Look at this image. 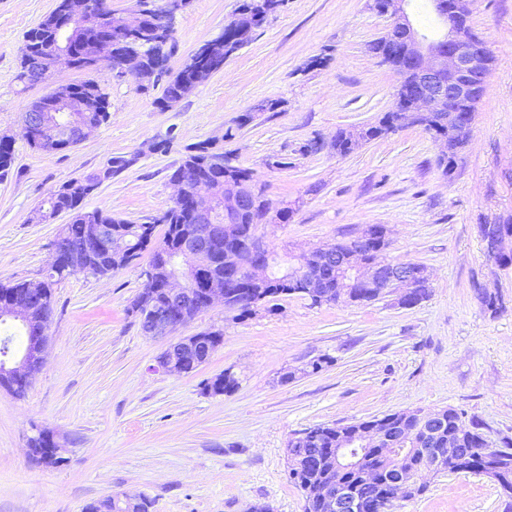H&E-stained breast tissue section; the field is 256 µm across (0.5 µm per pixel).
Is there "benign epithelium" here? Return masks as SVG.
I'll use <instances>...</instances> for the list:
<instances>
[{
    "label": "benign epithelium",
    "instance_id": "1",
    "mask_svg": "<svg viewBox=\"0 0 512 512\" xmlns=\"http://www.w3.org/2000/svg\"><path fill=\"white\" fill-rule=\"evenodd\" d=\"M187 3L188 0H151L145 7L136 0L124 15L112 17V35L108 36L98 32L94 24L96 13L111 9L108 0H67L65 39L81 32L86 48L78 59L59 45L29 59L31 83L51 86V99L47 105L39 101L31 104L27 135L37 139L42 151L53 153L65 141L73 145L81 143L97 128L92 118V113L100 106L96 92L89 89L77 96L69 84L53 81L56 64L61 60L71 68L80 63L87 69L104 64L122 78L135 79L140 89L149 88L158 75L170 70L175 54L170 32L177 13ZM406 5L407 0H382V5L376 7V11L389 19L380 42L381 58L395 70L397 85L403 92L397 97L394 110L399 112L402 123L416 124L427 118L437 127L448 126V135L437 137L441 154L446 155L453 150L459 131L472 127L475 112L471 103L486 87L492 61L486 53L483 37L469 24L472 0H432L434 13L444 30L435 40L418 32ZM254 20L256 17L251 10L238 13L234 16L237 26L234 38L226 40L219 36L209 45L199 44L183 60L180 69L193 72L202 82L207 81L224 68L225 59L245 45L253 31ZM140 31H149L153 35V58L148 70L141 66L130 38ZM173 183L178 188L175 201L188 203L197 233L192 235L191 243L182 244L177 251V264H172L167 254L159 255L166 273L160 283L165 298L164 304L151 308L143 318L142 329L149 336L168 335L183 324L181 313L188 309H205L218 301L226 302L227 287L243 277L252 285L263 284L269 278L272 262L271 254L258 236L251 234L240 244L238 237L226 233L228 225L238 223L243 202L259 193L257 182L226 178L218 183L195 168L174 179ZM379 236H386L385 228L372 225L352 240L343 256L334 246L296 254L282 272L283 282L288 286L300 279L305 288H316V267L334 262L345 296L357 290L381 298L400 287L399 304L409 308L417 302L422 271L414 262L366 260L368 248ZM86 251L115 255L124 251V244L122 239L112 235V226L94 224L86 239L76 247L57 240L52 265H57L63 257L77 265ZM210 252L224 259V282L212 281L202 289L191 287L200 258ZM44 345L43 329L40 328L37 342L24 352L0 350V374L16 380L30 378L32 367L42 360ZM212 354L210 344L198 337L186 336L169 345L159 357L158 364L166 371L183 373L187 365L197 368L204 365ZM423 423L420 430L400 424L389 434L373 427L352 441L343 437L330 456L310 457L302 467L358 470L363 463L364 448H378L383 444L394 447L403 439L418 447L420 439L426 440L439 433L441 412H424ZM419 470L457 472L458 459L449 447L433 448ZM308 493L319 499L328 512H393L398 502L393 493L382 499L366 500L334 479L308 487Z\"/></svg>",
    "mask_w": 512,
    "mask_h": 512
}]
</instances>
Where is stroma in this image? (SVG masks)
Returning a JSON list of instances; mask_svg holds the SVG:
<instances>
[{
    "mask_svg": "<svg viewBox=\"0 0 512 512\" xmlns=\"http://www.w3.org/2000/svg\"><path fill=\"white\" fill-rule=\"evenodd\" d=\"M241 0H190L174 24L172 67L220 34ZM57 0H0V134L14 163L0 179V283L38 281L69 214L33 222L52 190L104 168L137 161L84 202L141 224L170 207V181L187 146L221 140L234 165L253 172L285 224L257 234L280 259L386 229V260L424 266L430 295L412 308L396 295L368 304L317 306L297 296L251 317L216 305L163 338L144 335L128 308L143 290L145 259L107 276L77 273L52 288L43 362L25 396L0 388V512H84L105 498L151 501L150 512H304L288 475L290 437L318 424H347L402 410L452 407L477 417L492 444L512 437V266L486 251L481 225L512 221V0H475L471 26L494 60L469 138L452 175L420 127L334 153L338 131L374 124L393 103L397 77L369 51L388 25L369 0H287L222 71L174 109L163 88L142 91L108 67L94 79L110 118L76 147L31 148L22 116L45 94L16 75L24 36ZM264 100L272 112L239 117ZM251 112V111H250ZM233 138H225L227 128ZM167 152L147 145L166 135ZM324 141L321 152L304 149ZM498 295L488 310L478 292ZM222 344L192 374L167 372V344L205 330ZM332 362L311 372L312 360ZM232 371L238 388L208 394ZM53 432L65 465L29 456L35 428ZM426 493L395 512H505L484 476L428 474Z\"/></svg>",
    "mask_w": 512,
    "mask_h": 512,
    "instance_id": "35a3bbf8",
    "label": "stroma"
}]
</instances>
